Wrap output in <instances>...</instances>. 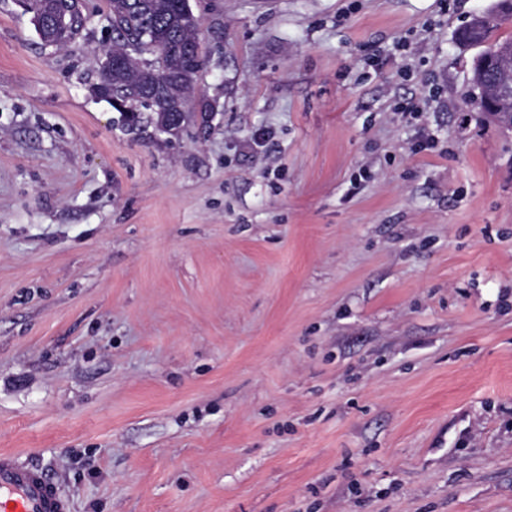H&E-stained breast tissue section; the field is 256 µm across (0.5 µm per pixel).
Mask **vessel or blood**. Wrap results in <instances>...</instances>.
<instances>
[{"mask_svg": "<svg viewBox=\"0 0 512 512\" xmlns=\"http://www.w3.org/2000/svg\"><path fill=\"white\" fill-rule=\"evenodd\" d=\"M0 512H71V503L39 468L0 454Z\"/></svg>", "mask_w": 512, "mask_h": 512, "instance_id": "obj_1", "label": "vessel or blood"}]
</instances>
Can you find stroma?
Segmentation results:
<instances>
[{
	"label": "stroma",
	"mask_w": 512,
	"mask_h": 512,
	"mask_svg": "<svg viewBox=\"0 0 512 512\" xmlns=\"http://www.w3.org/2000/svg\"><path fill=\"white\" fill-rule=\"evenodd\" d=\"M85 4L60 48L0 0V453L71 512H512L496 0H190L174 134L95 95ZM488 18H490V22H489V26H488V29H487V34H486V43L485 45H483L482 47H484V49L481 51V53L476 57V59L474 60L473 62V66H472V78H471V81H472V85H473V88L474 90L477 91V93L475 94V100L477 97L480 96V90H479V87L480 85L484 86L488 91L490 90L489 89V86L487 85V82L489 81H492L494 78H495V75L493 72H490V70H484L483 67H482V64L487 60V59H490L492 62L496 63L497 62V65H499V70L501 71L503 68H506V70H504L502 72V75H509V77H511V74H512V60L511 58H505V59H500L499 58V51L501 48L505 47V46H509V45H512V38L510 37H506V38H503V39H498L496 41H494L493 43H489V40L492 36V32L495 30V29H498L503 23L505 22H511L512 20V13H498V14H490L488 15V17H483L481 16L480 17V20L483 21L484 23L488 21ZM484 41V42H485ZM482 42V43H484ZM481 43V44H482Z\"/></svg>",
	"instance_id": "obj_1"
}]
</instances>
